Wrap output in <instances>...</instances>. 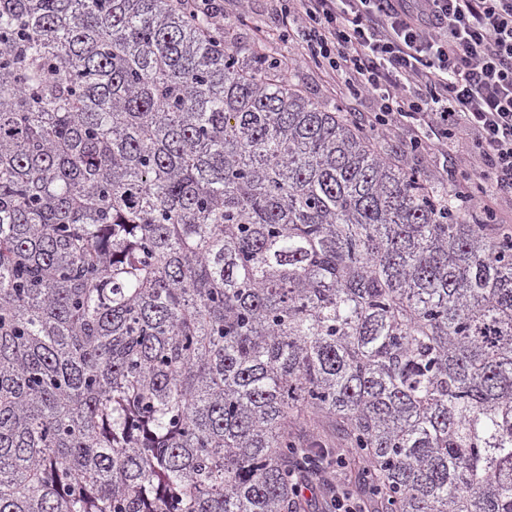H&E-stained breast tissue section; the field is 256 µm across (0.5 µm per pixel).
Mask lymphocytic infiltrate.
I'll return each mask as SVG.
<instances>
[{
    "label": "lymphocytic infiltrate",
    "instance_id": "obj_1",
    "mask_svg": "<svg viewBox=\"0 0 512 512\" xmlns=\"http://www.w3.org/2000/svg\"><path fill=\"white\" fill-rule=\"evenodd\" d=\"M304 62L337 94L374 100L373 134L404 124L405 154L467 142L452 192L486 225L512 195V0H287Z\"/></svg>",
    "mask_w": 512,
    "mask_h": 512
}]
</instances>
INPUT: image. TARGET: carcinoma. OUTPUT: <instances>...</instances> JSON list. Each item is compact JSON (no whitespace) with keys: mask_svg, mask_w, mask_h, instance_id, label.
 <instances>
[{"mask_svg":"<svg viewBox=\"0 0 512 512\" xmlns=\"http://www.w3.org/2000/svg\"><path fill=\"white\" fill-rule=\"evenodd\" d=\"M172 0H0V512H512V235ZM297 429L300 434V438L302 444H306L312 438V436H318L323 440L326 446L330 448H335V454L333 456V460L335 461L336 455H342L341 457L348 456L346 453L347 448H344V443L337 441L336 437H333L327 428V423L324 421H313L309 420L307 417L298 419L297 421ZM346 454V455H345Z\"/></svg>","mask_w":512,"mask_h":512,"instance_id":"carcinoma-1","label":"carcinoma"}]
</instances>
